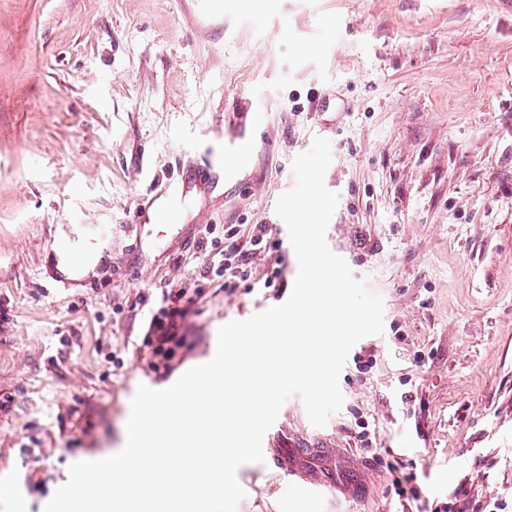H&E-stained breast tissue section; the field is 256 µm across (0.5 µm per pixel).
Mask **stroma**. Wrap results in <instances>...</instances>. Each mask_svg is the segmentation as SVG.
Listing matches in <instances>:
<instances>
[{
	"instance_id": "stroma-1",
	"label": "stroma",
	"mask_w": 512,
	"mask_h": 512,
	"mask_svg": "<svg viewBox=\"0 0 512 512\" xmlns=\"http://www.w3.org/2000/svg\"><path fill=\"white\" fill-rule=\"evenodd\" d=\"M339 202L326 238L384 304L330 436L364 498L301 495L270 462L236 512H512V0H0V512H43L71 464L120 448L139 385L213 358L284 288L199 286V231L272 224L314 137ZM249 153L209 187L194 168ZM95 248V275L56 269ZM202 287L190 344L154 368L163 292ZM371 367H359L362 358ZM367 422L371 446L357 439ZM414 475L397 496L377 455Z\"/></svg>"
}]
</instances>
